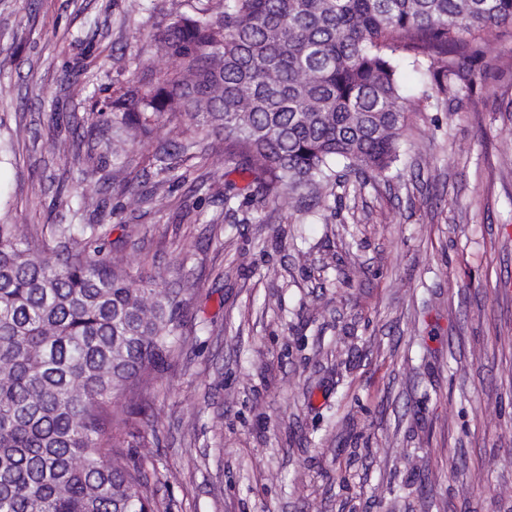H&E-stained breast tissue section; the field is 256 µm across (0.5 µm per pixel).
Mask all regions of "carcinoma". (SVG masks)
Wrapping results in <instances>:
<instances>
[{
    "instance_id": "obj_1",
    "label": "carcinoma",
    "mask_w": 512,
    "mask_h": 512,
    "mask_svg": "<svg viewBox=\"0 0 512 512\" xmlns=\"http://www.w3.org/2000/svg\"><path fill=\"white\" fill-rule=\"evenodd\" d=\"M512 25V0H224L158 29L180 69L145 73L98 112L103 142L149 137L162 117L189 125L157 149L158 184L170 160L203 157L224 141L263 198L305 189L321 203L349 174L386 176L399 156L406 114L399 69L431 77L447 94L448 49ZM126 153L112 149L99 177L133 189ZM69 224H53L38 253L17 224H0V512H154L147 478L112 435V400L156 381L187 340V288L132 278L104 252L105 206L86 218L68 196Z\"/></svg>"
}]
</instances>
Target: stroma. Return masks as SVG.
I'll return each mask as SVG.
<instances>
[{
    "mask_svg": "<svg viewBox=\"0 0 512 512\" xmlns=\"http://www.w3.org/2000/svg\"><path fill=\"white\" fill-rule=\"evenodd\" d=\"M196 4L0 0V140L16 148L0 224L45 247L88 187L131 275L194 284L190 339L132 418L155 512H512V27L449 55L450 90L408 113L387 179H348L322 207L263 201L214 140L158 189L150 159L184 131L163 120L126 146L127 179L157 191L144 206L93 177L110 151L66 156L51 114L97 121L94 86L177 70L153 33ZM230 183L234 213L212 225Z\"/></svg>",
    "mask_w": 512,
    "mask_h": 512,
    "instance_id": "stroma-1",
    "label": "stroma"
}]
</instances>
